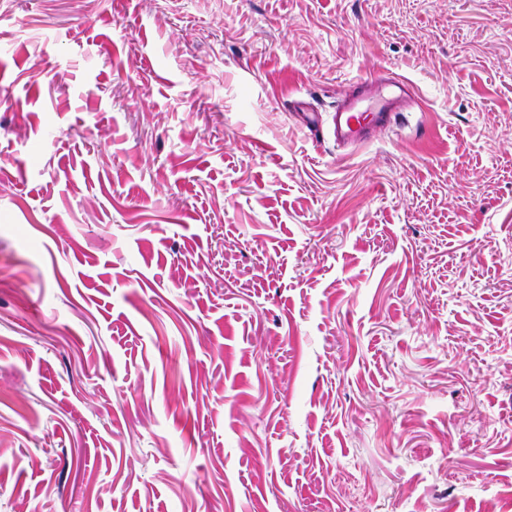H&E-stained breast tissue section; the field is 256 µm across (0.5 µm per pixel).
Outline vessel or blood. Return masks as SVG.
<instances>
[{
    "label": "vessel or blood",
    "mask_w": 512,
    "mask_h": 512,
    "mask_svg": "<svg viewBox=\"0 0 512 512\" xmlns=\"http://www.w3.org/2000/svg\"><path fill=\"white\" fill-rule=\"evenodd\" d=\"M414 94L413 85L392 72L359 79L337 101L327 129L322 127L318 112L308 102L294 101L291 108L314 140H323L328 135L337 146L356 147L371 142L377 133L397 124Z\"/></svg>",
    "instance_id": "1"
}]
</instances>
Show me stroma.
<instances>
[{"label": "stroma", "mask_w": 512, "mask_h": 512, "mask_svg": "<svg viewBox=\"0 0 512 512\" xmlns=\"http://www.w3.org/2000/svg\"><path fill=\"white\" fill-rule=\"evenodd\" d=\"M0 512H512V7L0 0ZM415 94L407 79L392 72L353 82L332 113L330 135L336 147L360 146L391 129ZM291 108L298 117L300 124L306 127L316 142L324 139L323 127L319 122V113L315 112L308 102L296 100L292 102Z\"/></svg>", "instance_id": "stroma-1"}]
</instances>
